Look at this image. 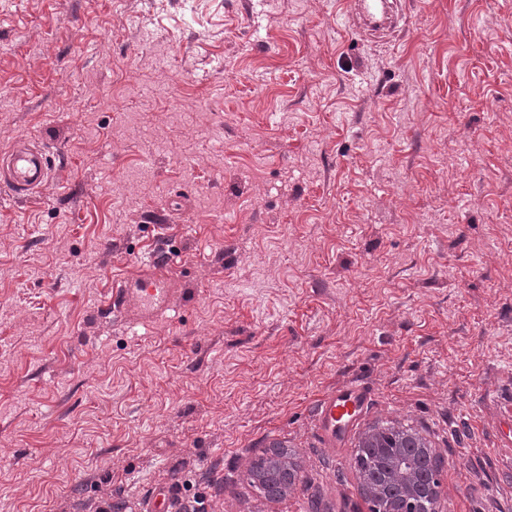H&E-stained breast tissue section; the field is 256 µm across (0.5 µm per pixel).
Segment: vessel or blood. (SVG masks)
Here are the masks:
<instances>
[{"label":"vessel or blood","mask_w":512,"mask_h":512,"mask_svg":"<svg viewBox=\"0 0 512 512\" xmlns=\"http://www.w3.org/2000/svg\"><path fill=\"white\" fill-rule=\"evenodd\" d=\"M408 13L399 0H360L354 24L363 33L394 32ZM52 157L42 144L18 141L0 154V191L18 202L33 199L51 174ZM172 254L162 247L147 254L129 275L112 284L108 311L129 326L147 324L173 307L177 290ZM369 393L358 386H343L325 393L315 409V427L326 447L344 440L368 405Z\"/></svg>","instance_id":"1"}]
</instances>
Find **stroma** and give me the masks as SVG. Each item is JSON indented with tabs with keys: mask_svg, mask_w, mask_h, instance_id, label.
<instances>
[{
	"mask_svg": "<svg viewBox=\"0 0 512 512\" xmlns=\"http://www.w3.org/2000/svg\"><path fill=\"white\" fill-rule=\"evenodd\" d=\"M0 0V512H370L373 425L441 459L437 512H512V0ZM175 310L102 311L160 243ZM372 398L339 451L317 399ZM298 472L271 500L244 472ZM408 13L402 2L388 0H362L355 14L354 24L362 32L386 31L393 35L406 23ZM52 157L40 142L20 140L0 156V191L21 203L33 199L49 179Z\"/></svg>",
	"mask_w": 512,
	"mask_h": 512,
	"instance_id": "stroma-1",
	"label": "stroma"
}]
</instances>
